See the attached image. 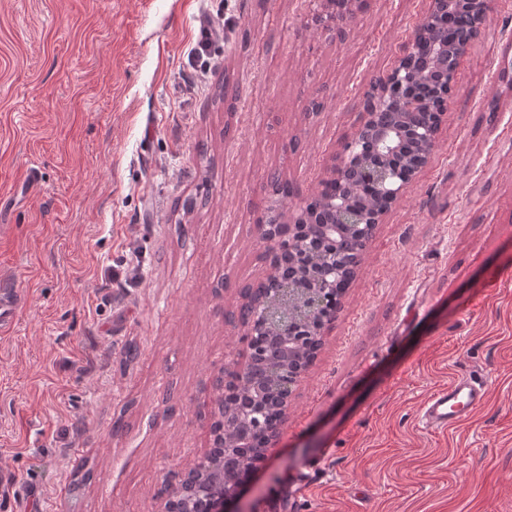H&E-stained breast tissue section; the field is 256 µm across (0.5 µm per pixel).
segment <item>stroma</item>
Returning <instances> with one entry per match:
<instances>
[{
  "label": "stroma",
  "mask_w": 512,
  "mask_h": 512,
  "mask_svg": "<svg viewBox=\"0 0 512 512\" xmlns=\"http://www.w3.org/2000/svg\"><path fill=\"white\" fill-rule=\"evenodd\" d=\"M428 7L366 0L339 42L308 0H0V289L21 296L0 334V512L34 487L41 512H161L244 354L269 173L294 185L286 207L317 193ZM207 25L223 35L199 75ZM510 57L512 0H490L431 160L377 225L242 512H512ZM461 370L485 406L422 429ZM313 461L324 478L298 491ZM214 43L213 34L204 30L201 39L191 52V66L198 71L207 72L211 69L210 59L213 58L211 48Z\"/></svg>",
  "instance_id": "obj_1"
}]
</instances>
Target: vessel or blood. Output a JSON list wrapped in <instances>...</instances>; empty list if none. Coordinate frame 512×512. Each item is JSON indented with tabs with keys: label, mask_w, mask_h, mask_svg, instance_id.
<instances>
[{
	"label": "vessel or blood",
	"mask_w": 512,
	"mask_h": 512,
	"mask_svg": "<svg viewBox=\"0 0 512 512\" xmlns=\"http://www.w3.org/2000/svg\"><path fill=\"white\" fill-rule=\"evenodd\" d=\"M19 302L16 292H0V333L12 327ZM487 394L482 381L469 372H460L448 385L429 395L421 407L419 421L423 427L433 430L457 428L484 405Z\"/></svg>",
	"instance_id": "obj_1"
}]
</instances>
